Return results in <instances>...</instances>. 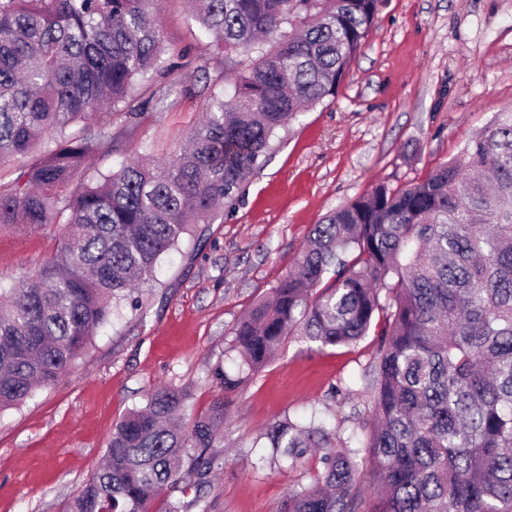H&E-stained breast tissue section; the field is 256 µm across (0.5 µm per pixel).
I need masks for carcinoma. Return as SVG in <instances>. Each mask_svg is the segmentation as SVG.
<instances>
[{"mask_svg":"<svg viewBox=\"0 0 512 512\" xmlns=\"http://www.w3.org/2000/svg\"><path fill=\"white\" fill-rule=\"evenodd\" d=\"M159 0H0V161L28 157L0 183V224H61L33 274L0 282V412L50 388L193 226L230 212L277 131L336 95L379 0H192L224 46L189 146L153 165L95 167L128 128L93 119L170 108L181 77L157 22ZM318 348L367 336L358 374L367 439L321 421L277 419L265 438L297 460L320 450L313 482L287 512H363L356 474H374L368 512H512V113L458 158L406 189L384 185L324 216L294 270L234 329L236 373H258L290 337ZM224 403L189 414V394L157 386L115 425L105 461L67 512H179L222 468Z\"/></svg>","mask_w":512,"mask_h":512,"instance_id":"carcinoma-1","label":"carcinoma"}]
</instances>
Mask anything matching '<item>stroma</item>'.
Returning <instances> with one entry per match:
<instances>
[{"label": "stroma", "instance_id": "obj_1", "mask_svg": "<svg viewBox=\"0 0 512 512\" xmlns=\"http://www.w3.org/2000/svg\"><path fill=\"white\" fill-rule=\"evenodd\" d=\"M165 40L183 71L224 74V50L190 19L185 0H161ZM209 91L191 81L171 109H145L123 157L154 159L183 146ZM512 110V0H380L364 44L334 97L279 130L231 214L204 225L140 292L142 307L93 336L55 386L0 412V512H65L99 467L113 427L158 385L188 391L195 414L224 403L226 460L202 493H173L181 512H284L310 483L317 457L274 463L263 435L275 419L310 416L356 428L365 411L356 376L371 339L317 349L289 341L233 392L214 380L232 367L233 330L294 267L313 224L378 185L405 189L456 157ZM56 224L0 225V280L34 272L56 249ZM352 391L334 395L339 382Z\"/></svg>", "mask_w": 512, "mask_h": 512}]
</instances>
